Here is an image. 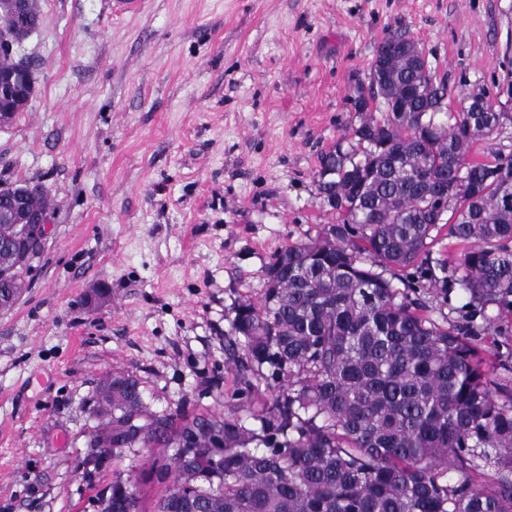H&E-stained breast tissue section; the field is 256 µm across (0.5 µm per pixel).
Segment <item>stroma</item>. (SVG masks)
Instances as JSON below:
<instances>
[{
    "label": "stroma",
    "instance_id": "stroma-1",
    "mask_svg": "<svg viewBox=\"0 0 512 512\" xmlns=\"http://www.w3.org/2000/svg\"><path fill=\"white\" fill-rule=\"evenodd\" d=\"M27 107L0 123V184H42L49 233L0 309V512H100L81 462L123 370L150 411L247 414L226 343L284 245L334 216L321 158L352 141L381 41L406 34L450 92L508 113L472 158L512 153V0H37ZM107 294L96 306L87 297Z\"/></svg>",
    "mask_w": 512,
    "mask_h": 512
}]
</instances>
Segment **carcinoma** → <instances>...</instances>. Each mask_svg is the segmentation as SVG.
I'll list each match as a JSON object with an SVG mask.
<instances>
[{
    "label": "carcinoma",
    "instance_id": "carcinoma-1",
    "mask_svg": "<svg viewBox=\"0 0 512 512\" xmlns=\"http://www.w3.org/2000/svg\"><path fill=\"white\" fill-rule=\"evenodd\" d=\"M41 22L30 4L6 26ZM385 64L387 89L355 107L380 99L381 117L322 157L316 191L337 222L278 250L263 299L234 308L236 367L264 383L260 409L149 414L124 371L98 388L88 447L117 463L142 444L174 450L149 466L164 486L153 512H512V358L495 340L512 335V154L470 159L505 113L439 124L447 87ZM444 228L463 250L440 279ZM36 247L26 225L0 223V289L27 288ZM431 292L456 320L427 313ZM124 484L115 470L112 506L144 512Z\"/></svg>",
    "mask_w": 512,
    "mask_h": 512
}]
</instances>
